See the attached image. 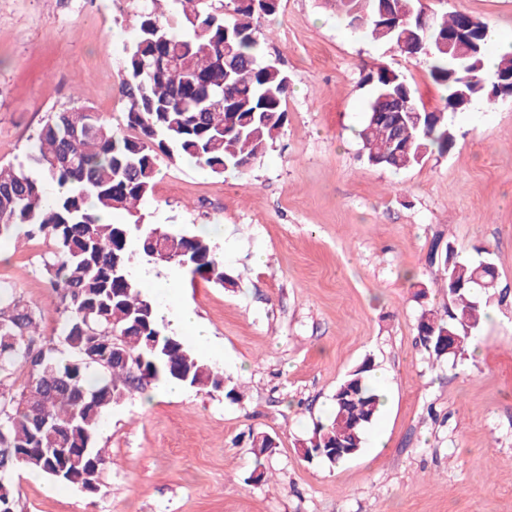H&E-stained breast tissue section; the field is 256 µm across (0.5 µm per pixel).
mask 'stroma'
Wrapping results in <instances>:
<instances>
[{"instance_id":"stroma-1","label":"stroma","mask_w":512,"mask_h":512,"mask_svg":"<svg viewBox=\"0 0 512 512\" xmlns=\"http://www.w3.org/2000/svg\"><path fill=\"white\" fill-rule=\"evenodd\" d=\"M426 12L481 19L489 49L512 33V0H422ZM139 0H0V164L23 159L49 113L90 106L122 128L119 94ZM265 57L288 72V121L243 173L159 161L146 220L211 240L236 285L179 274L184 300L222 356L224 390L128 396L104 417L108 463L90 496L36 472L9 477L17 512H512V97L452 112L448 154L396 173L369 166L357 131L384 66L436 112L442 88L426 54L351 32L337 0H281L257 21ZM490 257L498 292L464 358L435 359L417 343L422 306L448 290L431 248ZM48 242L0 241V283L58 337L57 298L43 272ZM426 299H419V288ZM387 376L370 445L329 465L300 444L325 419L337 384L364 359ZM276 442L253 479L244 434Z\"/></svg>"}]
</instances>
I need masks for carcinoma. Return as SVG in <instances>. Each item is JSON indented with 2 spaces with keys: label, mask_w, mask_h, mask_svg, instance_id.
Masks as SVG:
<instances>
[{
  "label": "carcinoma",
  "mask_w": 512,
  "mask_h": 512,
  "mask_svg": "<svg viewBox=\"0 0 512 512\" xmlns=\"http://www.w3.org/2000/svg\"><path fill=\"white\" fill-rule=\"evenodd\" d=\"M354 30L411 56L429 37L431 76L445 90L444 111L427 112L403 75L371 69L367 115L359 131L368 164L404 170L429 154L445 155L455 136L448 113L492 100L483 76L486 40L471 58L448 50V32L460 13L425 14L421 0H406L412 15L397 28L381 22L385 0H339ZM279 0L255 10L247 0H142L134 15L137 37L126 49L120 94L127 101L120 135L89 107L52 112L30 138L18 165H0V239L41 237L48 283L64 316L58 357L38 334L36 310L0 283V512H16L5 476L17 467L43 473L89 495L99 491L107 464L95 446L103 416L134 392L161 378L198 390L224 387V377L200 360L182 338L163 333L157 302L131 272L140 258L168 265L222 287L234 280L200 234L145 222L141 205L151 194L161 156L188 157L212 174L240 172L273 147L288 120L291 79L264 59L254 20L276 13ZM59 187L52 198L45 185ZM120 211L128 222L103 223L99 212ZM428 264L441 270L448 306L423 309L417 337L430 356H445L438 339L457 336L451 356L465 355L484 314L490 290L483 262H471L446 244ZM372 360L337 385L326 422L301 443L304 458L339 463L362 448L380 411L371 382ZM261 457L272 451L267 434H249ZM340 443L346 453L333 456Z\"/></svg>",
  "instance_id": "1"
}]
</instances>
